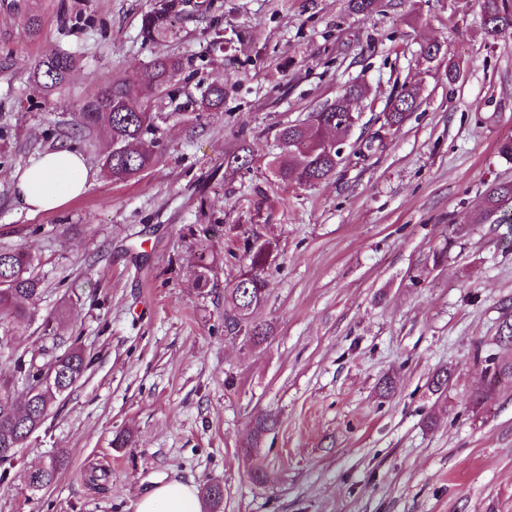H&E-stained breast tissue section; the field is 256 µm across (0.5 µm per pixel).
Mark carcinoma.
Instances as JSON below:
<instances>
[{
  "label": "carcinoma",
  "instance_id": "obj_1",
  "mask_svg": "<svg viewBox=\"0 0 512 512\" xmlns=\"http://www.w3.org/2000/svg\"><path fill=\"white\" fill-rule=\"evenodd\" d=\"M184 0H154L144 17L141 36L148 42L165 37L174 20L184 12ZM484 25L496 37L512 30V6L507 0H482ZM77 57L70 52L55 50L45 54L32 65L33 79L50 102L60 90ZM183 62L174 57L160 58L154 62L150 80L157 86L166 85L182 72ZM366 89L356 83L344 86L335 100L313 112L310 123L291 124L276 134L279 153L268 163L273 177L284 183L307 185L332 176L339 161L336 151L323 144L326 134L332 132L339 139L346 135L342 121L336 119V107L362 98ZM419 91L403 88L395 104L387 113L382 129L399 128L407 114L416 106ZM224 106V86L210 85L195 102V111L183 114L184 120L199 118L204 112H214ZM158 116L143 103L140 90L125 78L115 77L97 94L91 96L81 111L73 114L72 130L92 134L106 130L112 150L105 156L103 166L112 180L125 182L139 177L155 167L160 160L158 141ZM512 182L491 184L479 203L482 216H499V222L512 225ZM245 267L236 281L224 294L225 321L235 329H245L250 339L263 342L270 332L262 322L255 321V313L265 302L264 271L273 261L275 245L270 240L260 242L248 237L243 239ZM34 258L26 250L0 247V321L6 329L0 334L14 340L24 335L36 321H41L45 337L56 336L55 325L64 317L63 310L41 316L39 301L44 293L42 281L33 273ZM504 319L499 332V342L512 347V299L502 302ZM11 375L0 379V482L10 478V469L17 449L24 447L27 435L34 434V424H43L62 396L84 377L89 361L78 348H72L55 358L56 381L39 380L42 365L36 354L10 360ZM451 372L442 368L436 371L429 385L433 393L442 395L448 387ZM512 376V364L493 369L484 388L476 393L482 401L494 391L505 377ZM277 425L270 414L256 418L246 447L256 448L266 434ZM60 464L54 462L33 473L25 474L28 491L35 493L48 488L55 480Z\"/></svg>",
  "mask_w": 512,
  "mask_h": 512
}]
</instances>
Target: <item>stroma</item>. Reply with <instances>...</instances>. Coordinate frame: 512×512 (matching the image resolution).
<instances>
[{
	"mask_svg": "<svg viewBox=\"0 0 512 512\" xmlns=\"http://www.w3.org/2000/svg\"><path fill=\"white\" fill-rule=\"evenodd\" d=\"M152 3L0 0V244L34 256L42 312L66 310L40 363L74 342L91 360L20 448L0 512H134L161 480L223 481L221 512H512V381L473 398L486 358L512 364L496 341L512 228L476 208L490 184L512 181L498 153L512 140V33L487 34L481 0H381L370 13L349 0H186L150 44L139 30ZM430 42L440 54L428 62ZM57 49L78 63L48 106L28 63ZM163 56L183 71L149 86ZM116 74L159 117L158 165L115 182L106 134L75 138L88 191L20 211L16 174L61 145L59 127ZM352 82L368 93L335 173L278 182L276 131ZM211 83L223 108L183 122ZM406 84L420 88L418 108L380 132ZM241 147L253 164L226 172L225 153ZM233 224L278 242L261 343L224 326V290L245 262ZM203 253L215 263L200 290ZM443 367L453 375L440 397L429 380ZM265 413L277 426L247 449ZM58 459L55 483L27 491L26 470ZM257 468L267 481L252 480ZM93 470L105 484L88 483Z\"/></svg>",
	"mask_w": 512,
	"mask_h": 512,
	"instance_id": "35a3bbf8",
	"label": "stroma"
}]
</instances>
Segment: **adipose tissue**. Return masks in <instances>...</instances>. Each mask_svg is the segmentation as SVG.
Instances as JSON below:
<instances>
[{"label":"adipose tissue","mask_w":512,"mask_h":512,"mask_svg":"<svg viewBox=\"0 0 512 512\" xmlns=\"http://www.w3.org/2000/svg\"><path fill=\"white\" fill-rule=\"evenodd\" d=\"M93 173L75 147H57L34 157L14 186L15 201L29 213L52 211L84 194ZM194 484L172 480L156 486L135 504L134 512H202Z\"/></svg>","instance_id":"ef3b65f1"}]
</instances>
